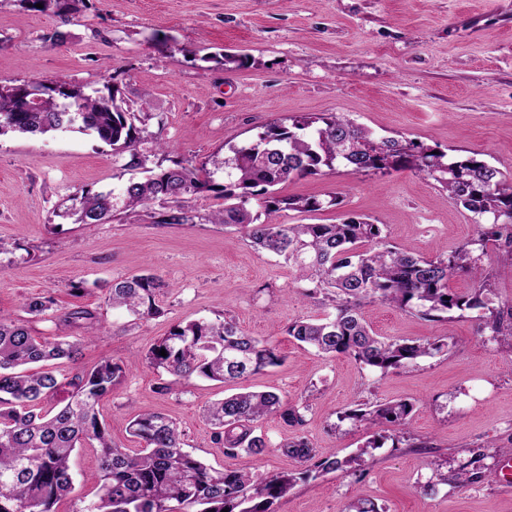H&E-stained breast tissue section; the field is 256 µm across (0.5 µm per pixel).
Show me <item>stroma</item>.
Instances as JSON below:
<instances>
[{
	"label": "stroma",
	"instance_id": "1",
	"mask_svg": "<svg viewBox=\"0 0 512 512\" xmlns=\"http://www.w3.org/2000/svg\"><path fill=\"white\" fill-rule=\"evenodd\" d=\"M59 27L68 34L62 44L50 39ZM109 79L130 100L149 98L140 149L151 168L198 165L270 123L333 112L385 136L479 153L512 174V0H88L67 25L25 0H0V87L66 82L90 94ZM125 162L72 129L0 136V317L28 320L23 302L35 294L62 309L98 311L103 333L56 371L70 376L104 357L127 363L100 404L115 442L137 447L129 420L156 411L178 423L186 450L214 467L257 477L299 470L279 450L293 431L276 418L260 426L270 443L264 455L226 458L202 416L224 387L177 378L145 359L174 324L230 316L284 356L242 387L306 399L303 434L345 462L298 482L272 512H512V488L499 481L512 452V342L479 335L472 311L429 321L370 303L362 312L378 335L439 341L442 350L385 375L344 355H319L286 329L324 307L244 230L207 222L224 205L216 192L191 197L189 224L154 223L158 202L117 210L107 224L77 223L73 193L116 191L140 177ZM278 192L340 200L285 212L283 223L366 215L385 225L391 242L422 256L452 252L475 233L471 213L408 170L361 175L340 167ZM145 271L167 284L156 298L161 316L138 320L108 305L103 283ZM398 400L414 405L403 429L339 418L358 403ZM464 465L481 481L458 486ZM71 467L75 490L58 512H76L95 496L94 448L79 449Z\"/></svg>",
	"mask_w": 512,
	"mask_h": 512
}]
</instances>
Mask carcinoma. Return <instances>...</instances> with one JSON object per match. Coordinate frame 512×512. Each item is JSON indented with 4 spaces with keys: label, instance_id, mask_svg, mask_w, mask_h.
Masks as SVG:
<instances>
[{
    "label": "carcinoma",
    "instance_id": "obj_1",
    "mask_svg": "<svg viewBox=\"0 0 512 512\" xmlns=\"http://www.w3.org/2000/svg\"><path fill=\"white\" fill-rule=\"evenodd\" d=\"M107 93L92 95L68 83L23 84L0 88V136L8 132L46 134L76 128L129 154L126 166L142 168L146 176L126 183L116 198L110 192L81 189L70 198L80 224L112 221L117 202L126 209L154 202L175 204L160 224H186L181 202L204 190L219 191L224 208L211 214L212 224L239 226L253 246L292 267L306 295L321 297L335 313L296 320L287 334L303 346L325 355H345L357 363L388 373L406 369L419 358L444 347L437 342L387 340L364 319L365 302L415 312L441 320L450 312L483 310L480 331L512 340V306L489 305L482 256L487 245L512 258V176L477 157L450 156L422 142L381 136L338 113L295 117L273 122L255 140L229 147L199 167H146L139 151L136 122L147 101L124 98L108 83ZM344 166L352 173L389 174L411 170L434 179L448 198L472 214L475 235L446 256L424 257L393 245L384 225L368 217L349 215L338 224H284L283 211L312 212L339 205L337 197L281 196L278 186L294 178L319 175ZM224 185H215L216 171ZM256 200L258 209L249 207ZM474 287L464 293L449 288L458 276ZM166 287L152 273L116 279L107 288V302L117 309L149 319L162 314L156 296ZM54 300L34 295L24 308L34 318H50L61 334L32 335L18 321L0 319V512H57V504L73 490L71 456L83 443H96L98 469L93 476L95 498L79 512H270L311 473L336 471L344 462L313 446L303 434L280 445L282 454L306 465L298 473L279 472L255 478L236 469H215L183 448L177 424L160 412H145L129 422V432L141 447L120 448L99 417V402L122 381L126 366L109 358L81 369L63 381L37 365L80 354L83 342L101 328L97 312L87 308L58 311ZM83 329L82 336L63 334ZM166 351L161 356L160 351ZM148 362L189 380L202 377L223 384L244 379L282 363L276 345L251 336L227 319L196 320L171 327L145 355ZM68 397L44 412L40 404L63 387ZM308 406L272 391L227 395L204 408L224 455L244 451L261 455L269 448L257 424L276 417L299 430ZM413 404L391 401L360 403L340 420L388 422L406 426Z\"/></svg>",
    "mask_w": 512,
    "mask_h": 512
}]
</instances>
